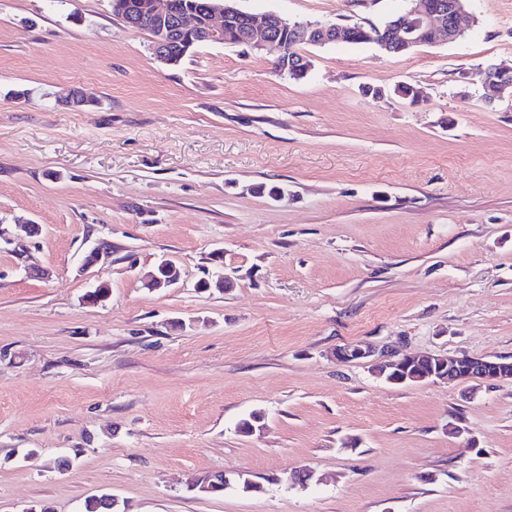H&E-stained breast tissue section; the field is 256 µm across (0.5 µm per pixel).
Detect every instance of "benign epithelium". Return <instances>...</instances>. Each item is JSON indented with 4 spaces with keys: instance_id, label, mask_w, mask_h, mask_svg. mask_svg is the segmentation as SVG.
Returning <instances> with one entry per match:
<instances>
[{
    "instance_id": "1",
    "label": "benign epithelium",
    "mask_w": 512,
    "mask_h": 512,
    "mask_svg": "<svg viewBox=\"0 0 512 512\" xmlns=\"http://www.w3.org/2000/svg\"><path fill=\"white\" fill-rule=\"evenodd\" d=\"M414 6L404 11L383 31L382 41L386 44L404 32L417 29H429L437 37L451 41L461 32L460 18L462 10L455 0H442L439 9L432 10L428 6L410 0ZM150 19L163 31L192 32L198 28L196 17H206L208 31L214 35L224 33V23L243 21L249 26L251 48L262 52L274 47L283 51V45L267 36V22L277 15H253L227 6L219 7L213 0L198 5L191 11L176 12L172 9V0H151L146 7ZM497 70L498 79L494 80V90L490 94L500 99L512 89V69L493 66ZM87 98L78 87H72L58 96V103L66 107L78 109L85 105ZM173 263L165 258L160 259L155 271L145 280V287L152 291L169 288L177 279L170 274ZM373 356V351L355 345H345L336 349V357L343 362L366 360ZM372 369L379 377L393 384H420L437 381L454 383L470 379L495 382L512 378V361L499 358L476 356H439L434 354L404 355L386 363H373Z\"/></svg>"
}]
</instances>
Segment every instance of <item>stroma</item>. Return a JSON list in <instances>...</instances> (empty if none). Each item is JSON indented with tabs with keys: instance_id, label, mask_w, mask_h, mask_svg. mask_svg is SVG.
Listing matches in <instances>:
<instances>
[{
	"instance_id": "1",
	"label": "stroma",
	"mask_w": 512,
	"mask_h": 512,
	"mask_svg": "<svg viewBox=\"0 0 512 512\" xmlns=\"http://www.w3.org/2000/svg\"><path fill=\"white\" fill-rule=\"evenodd\" d=\"M234 4L379 27L409 0ZM461 27L407 55L303 45L295 81L232 44L163 65L110 0H0V512H512V380L336 357L512 360V97L478 78L512 68V0H465ZM73 86L87 109L57 103ZM163 257L179 282L144 288ZM214 257L232 284L198 290ZM218 471L223 494L187 490ZM372 369L393 384L454 383L470 379L495 382L512 378V361L470 355H404L386 363L374 361Z\"/></svg>"
}]
</instances>
